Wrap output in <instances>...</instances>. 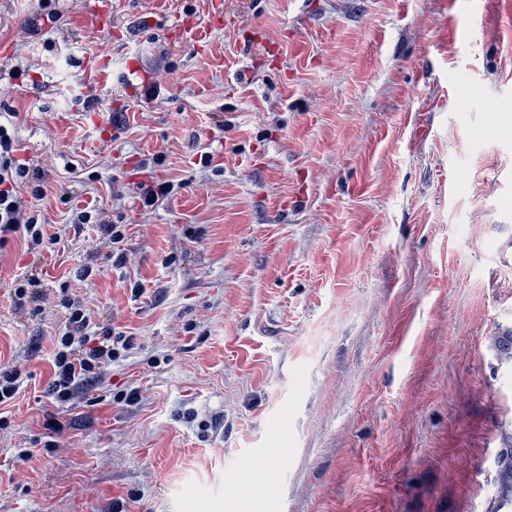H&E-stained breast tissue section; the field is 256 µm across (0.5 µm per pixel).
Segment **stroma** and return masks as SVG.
Returning <instances> with one entry per match:
<instances>
[{
  "instance_id": "35a3bbf8",
  "label": "stroma",
  "mask_w": 512,
  "mask_h": 512,
  "mask_svg": "<svg viewBox=\"0 0 512 512\" xmlns=\"http://www.w3.org/2000/svg\"><path fill=\"white\" fill-rule=\"evenodd\" d=\"M222 2L112 0L106 36L85 0H0V124L56 238L0 244V512H495L512 0ZM66 298L135 347L61 405ZM21 373L13 367L0 368V405L13 399L19 390Z\"/></svg>"
}]
</instances>
